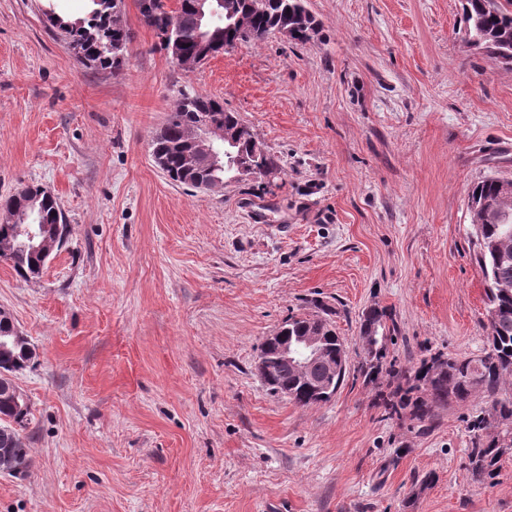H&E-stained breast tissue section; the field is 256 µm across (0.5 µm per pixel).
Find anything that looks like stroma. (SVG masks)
Wrapping results in <instances>:
<instances>
[{"label": "stroma", "instance_id": "stroma-1", "mask_svg": "<svg viewBox=\"0 0 512 512\" xmlns=\"http://www.w3.org/2000/svg\"><path fill=\"white\" fill-rule=\"evenodd\" d=\"M44 0H0V199L48 188L70 233L39 277L0 261V308L37 356L25 476L0 512H512V453L469 465L482 398L386 419L362 313L388 359L487 346L468 190L512 176V64L474 46L461 0H306L279 34L184 69L136 0L118 71L83 66ZM237 112L278 171L171 183L151 139L180 91ZM327 318L350 372L330 401L272 394L255 365L292 315ZM391 321V328L388 326L387 320ZM387 330L388 334L392 335L397 331V325L390 317V314L384 308L370 307L367 309L361 317L360 324V339L362 340L363 350L365 353H372L370 360L365 361L364 365L361 366V370L367 376H375L383 371V359L386 358V346L383 343H379L378 334L379 330ZM374 348H373V347Z\"/></svg>", "mask_w": 512, "mask_h": 512}]
</instances>
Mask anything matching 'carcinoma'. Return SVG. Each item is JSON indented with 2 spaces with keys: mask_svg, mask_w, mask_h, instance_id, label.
Returning a JSON list of instances; mask_svg holds the SVG:
<instances>
[{
  "mask_svg": "<svg viewBox=\"0 0 512 512\" xmlns=\"http://www.w3.org/2000/svg\"><path fill=\"white\" fill-rule=\"evenodd\" d=\"M97 5L84 19L65 21L55 11L46 16L51 26L58 29L71 47L81 53L83 65L116 70L121 66L124 51L130 41L129 29L112 23V0H91ZM226 15L216 19L211 27L214 39L202 37V25L196 10L197 0H178L175 9L168 8L166 0H151L150 27L162 49L178 42L185 68L196 67L209 58L224 52V44L260 42L268 35L286 29L294 40L307 39L314 28V18L304 0H223ZM466 28L472 43L486 49L487 53L502 63H512V12L503 8L498 0H465ZM224 128V136L234 140L232 148L236 167H214L202 159L194 167H184L187 150L186 133L195 127L201 117ZM153 155L164 163L168 177L195 190L214 181L239 182L247 177L267 178L278 170L277 161L259 142L238 113L224 108V104L209 95L192 92L181 94L166 123L155 132L151 140ZM471 197L489 198L497 204V215L482 211L470 213L472 226L470 244L474 259L481 272L487 305L489 328L488 350L480 360L479 381L473 382V359L434 353L420 362L415 371L395 368L390 364L388 375L397 382L393 396L381 403L383 416H401L407 410L412 419L424 421L435 416L438 409L449 404H466L481 396L488 408L472 416L468 457L473 473L479 477H493L503 455L512 453V250L508 255L496 251L502 239L512 244V197L501 193L496 181L487 177L473 185ZM5 218L0 221V259L11 264L17 275L26 279L36 278L45 267L43 257L29 251L15 249L11 217L31 214L40 224L61 225L69 233L68 224L57 198L40 185L28 186L0 205ZM390 314L384 308L371 307L361 317L360 339L365 353L372 354L365 361L363 372L375 376L383 371L386 346L379 342L381 330L392 335L397 325L387 327ZM288 335L304 336L316 331L325 336V344L336 349V358L345 354L346 339L324 318L313 315L292 316L285 321ZM27 360L21 345L8 344L0 351V369H24ZM288 391V398L301 406L316 402L305 389L301 376L290 365L275 369L274 393ZM31 411L15 412L9 401L0 394V445L14 440V451L23 462H28L20 431L28 425ZM491 414L499 418L501 429L492 438L485 434Z\"/></svg>",
  "mask_w": 512,
  "mask_h": 512,
  "instance_id": "carcinoma-1",
  "label": "carcinoma"
}]
</instances>
